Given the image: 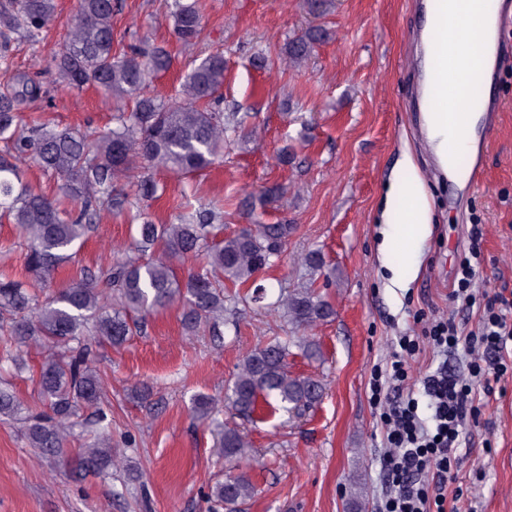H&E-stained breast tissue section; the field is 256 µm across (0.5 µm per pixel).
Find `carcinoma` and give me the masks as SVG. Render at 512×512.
<instances>
[{
    "mask_svg": "<svg viewBox=\"0 0 512 512\" xmlns=\"http://www.w3.org/2000/svg\"><path fill=\"white\" fill-rule=\"evenodd\" d=\"M114 0H79L76 15L51 71L56 90L73 92L93 88L116 100L132 103L116 116V126L103 130L51 128L36 117L23 127L18 105L23 93L41 90L40 82L26 78L25 92L7 88L0 93V224L14 225L25 242L24 277L0 273V416L22 424L30 445L42 457L75 471L104 474L112 468V422L101 410L103 386L90 341L113 347L131 333L128 314L158 312L176 301L183 303L184 330H208L213 340L224 342L225 303L239 295L262 270L271 268L282 255L291 233L289 224H256L221 239L223 213L218 209H193L183 198L181 207L192 210L180 224H157L138 210L136 247L158 251L165 259L140 261L125 257L111 264L107 273L91 276L79 270V278L57 290L47 287L53 274L72 260L71 250L88 238L97 211L106 207L118 213L131 208L129 196L112 193L120 179L127 180L137 199H160L158 185L136 174L141 164L162 166L176 175L203 172L224 155V135L236 131L234 114L224 113V56L210 55L184 76L178 94L165 101L149 96L153 79L170 69L172 58L163 47L131 46L113 50ZM55 13L54 0H0V66H8L14 37L40 38ZM173 33L182 45L194 44L203 29L198 0H173L170 14ZM318 35L313 31L289 42L285 48L294 63L306 60ZM36 166L58 179V194L50 198L27 180ZM204 258L202 267L179 279L172 260ZM310 272L335 281L324 257L312 251L304 258ZM234 288L232 295L224 289ZM281 306L297 328L312 326L334 315L332 304L313 286H301L280 295ZM32 343L46 350L38 369H33L19 347ZM316 358L319 346L305 337L276 340L248 352L230 380L228 406L236 415L251 419L259 404L270 412L283 409L298 416L319 403L323 381L313 376H294L288 371L290 346ZM29 374L36 378L41 405H22L13 380ZM97 411V442L70 457L63 433L83 424V412ZM214 399L197 394L192 410L202 422L213 420ZM217 463L224 479L215 482L207 498L227 512L254 493L243 468L251 464L249 442L235 428L217 432Z\"/></svg>",
    "mask_w": 512,
    "mask_h": 512,
    "instance_id": "obj_1",
    "label": "carcinoma"
}]
</instances>
